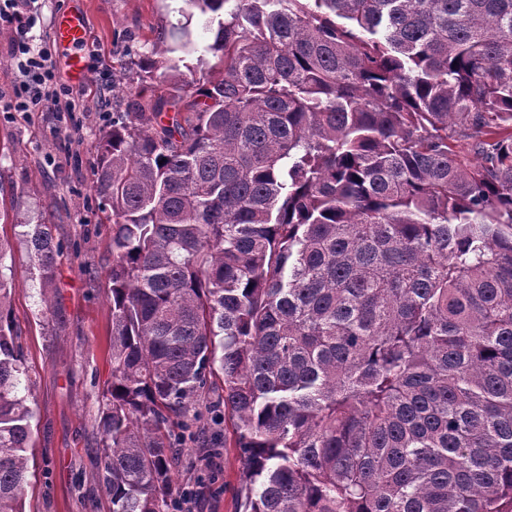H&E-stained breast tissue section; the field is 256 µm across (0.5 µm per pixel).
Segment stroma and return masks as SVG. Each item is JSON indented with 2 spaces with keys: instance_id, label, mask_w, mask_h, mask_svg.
Listing matches in <instances>:
<instances>
[{
  "instance_id": "35a3bbf8",
  "label": "stroma",
  "mask_w": 512,
  "mask_h": 512,
  "mask_svg": "<svg viewBox=\"0 0 512 512\" xmlns=\"http://www.w3.org/2000/svg\"><path fill=\"white\" fill-rule=\"evenodd\" d=\"M174 0H86V43L100 57L88 69L82 112L43 103L13 112L22 75L11 35L0 30V259L12 282L10 309L31 377L33 448L25 512H110L97 479L100 412L111 382L112 223L98 208L93 166L112 113L122 106L129 55L179 21ZM78 133L68 134L72 122ZM46 219L60 245L52 285L41 286L36 261L19 234ZM202 440L185 437L173 489L201 485L197 512H236L244 481L239 449L222 451L221 468L206 480Z\"/></svg>"
}]
</instances>
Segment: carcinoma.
<instances>
[{
    "instance_id": "1",
    "label": "carcinoma",
    "mask_w": 512,
    "mask_h": 512,
    "mask_svg": "<svg viewBox=\"0 0 512 512\" xmlns=\"http://www.w3.org/2000/svg\"><path fill=\"white\" fill-rule=\"evenodd\" d=\"M182 2L212 59L184 27L136 52L96 157L112 512H170L190 413L230 422L240 512H512V0ZM21 236L51 284L52 225ZM8 293L0 270V512H22Z\"/></svg>"
}]
</instances>
